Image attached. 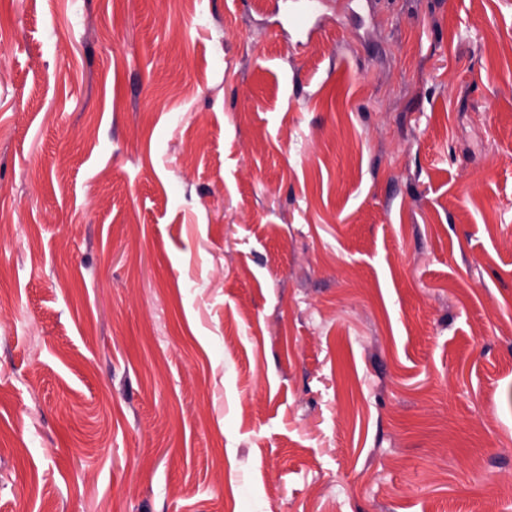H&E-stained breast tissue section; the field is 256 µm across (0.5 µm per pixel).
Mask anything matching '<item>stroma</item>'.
Segmentation results:
<instances>
[{
  "label": "stroma",
  "mask_w": 512,
  "mask_h": 512,
  "mask_svg": "<svg viewBox=\"0 0 512 512\" xmlns=\"http://www.w3.org/2000/svg\"><path fill=\"white\" fill-rule=\"evenodd\" d=\"M0 0V512H512V0Z\"/></svg>",
  "instance_id": "obj_1"
}]
</instances>
